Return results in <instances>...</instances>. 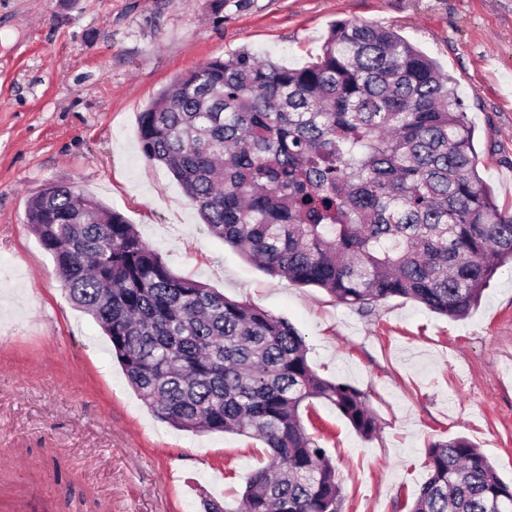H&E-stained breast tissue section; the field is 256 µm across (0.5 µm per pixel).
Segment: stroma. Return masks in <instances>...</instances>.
<instances>
[{
    "instance_id": "obj_1",
    "label": "stroma",
    "mask_w": 512,
    "mask_h": 512,
    "mask_svg": "<svg viewBox=\"0 0 512 512\" xmlns=\"http://www.w3.org/2000/svg\"><path fill=\"white\" fill-rule=\"evenodd\" d=\"M340 20L397 30L455 80L480 175L512 207V0H0V506L43 489V512H201L266 462L259 440L178 430L140 400L26 225L52 184L136 224L175 275L288 320L320 377L366 394L372 437L323 400L305 423L342 512H403L438 440L469 439L512 481V269L463 319L402 297L363 315L211 235L140 150L139 114L176 78L244 50L303 66Z\"/></svg>"
}]
</instances>
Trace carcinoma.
Masks as SVG:
<instances>
[{
    "label": "carcinoma",
    "mask_w": 512,
    "mask_h": 512,
    "mask_svg": "<svg viewBox=\"0 0 512 512\" xmlns=\"http://www.w3.org/2000/svg\"><path fill=\"white\" fill-rule=\"evenodd\" d=\"M138 132L210 234L362 314L405 297L462 318L512 265V209L479 175L453 78L382 25L336 23L301 68L248 51L208 60ZM27 223L155 416L270 448L236 506L209 498L204 512H340L336 466L302 410L325 400L364 437L376 417L312 370L292 324L176 276L135 225L70 186L35 195ZM427 460L410 512H512V483L470 440L436 441Z\"/></svg>",
    "instance_id": "carcinoma-1"
}]
</instances>
